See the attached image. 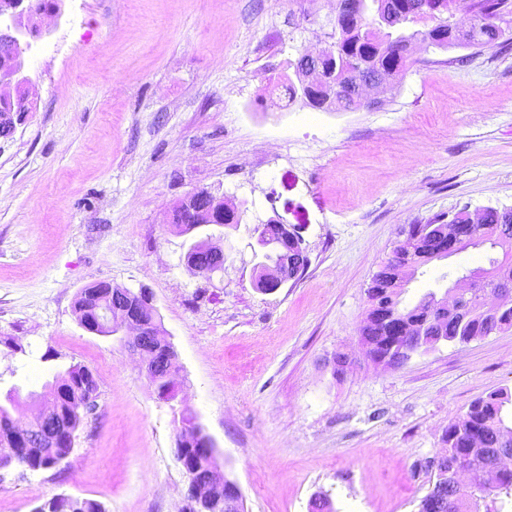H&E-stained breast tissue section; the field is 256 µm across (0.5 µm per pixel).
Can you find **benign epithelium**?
I'll return each instance as SVG.
<instances>
[{
	"label": "benign epithelium",
	"mask_w": 512,
	"mask_h": 512,
	"mask_svg": "<svg viewBox=\"0 0 512 512\" xmlns=\"http://www.w3.org/2000/svg\"><path fill=\"white\" fill-rule=\"evenodd\" d=\"M46 14L56 20L61 17L62 7L57 0L48 9L38 12L30 8L29 0H11L9 5L0 10V60L4 62L0 66V139L12 137L20 124V113L33 109L34 101L30 95L33 83L24 74V59L33 54L48 32L41 22ZM331 49L332 43L328 41L314 52L306 49L300 52L302 66L295 70L294 75L297 80L298 99L305 104L309 103V87L318 84L326 89L335 87L325 65ZM382 85V75L379 74L355 79L349 90L355 100L369 108L375 105L374 94ZM179 205L190 207L196 219V223L189 226L180 225L178 232L181 235L190 234L203 227L224 226V212L228 210L235 211L239 216L244 213L242 205L228 204L223 197L206 189L187 194ZM283 229L284 241L279 243V253L272 260L265 257L262 235L256 236L255 256L259 257V261L253 268L252 282L254 288L262 294H271L296 279L309 263L298 228L285 224ZM459 238V225H448L434 240L437 244L435 254L442 255L455 250L460 245ZM204 254L224 256V247L216 242L212 234L191 243L187 248L184 258L192 272L199 273V258ZM506 283L507 287L497 289L492 295L487 308L496 312L512 300V279L506 280ZM459 286L484 288L486 278L483 275H468L462 279V284H454L448 289V293L438 298L439 306L453 311L465 320L469 314L460 301L457 290ZM99 309L103 315L96 316L94 320L85 319L80 322V326L91 333L102 327L113 336H121L125 345L141 356L148 378L158 375L160 370L164 372L163 379L167 381V386L158 396L164 400L174 399L178 394L172 378L177 368V353L172 343L166 339L158 345L153 342L157 310L151 291L147 288L136 291L113 288L100 302ZM5 430L8 437L0 442V469L10 465L25 467L22 455L27 448H39L42 454L54 456L62 442L72 446L75 440L67 423L52 408L43 410L38 427L28 425L20 429L16 426L15 418L11 416ZM201 448L208 451L207 459L188 472L189 486L184 512H243L240 489L221 472L215 459L214 443L208 435L197 429L188 431L183 447L176 449L177 459L184 463L188 459V453ZM427 467L448 477L447 489L433 487L429 494L442 502H448V512H461L464 506L458 501L457 492L461 477L470 475L473 469L478 468L485 477L486 487L494 488L500 476L512 470V449L487 448L483 456L476 457L472 451L461 448L454 453L436 455L427 462Z\"/></svg>",
	"instance_id": "7a95c632"
}]
</instances>
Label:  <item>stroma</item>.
I'll list each match as a JSON object with an SVG mask.
<instances>
[{"instance_id": "35a3bbf8", "label": "stroma", "mask_w": 512, "mask_h": 512, "mask_svg": "<svg viewBox=\"0 0 512 512\" xmlns=\"http://www.w3.org/2000/svg\"><path fill=\"white\" fill-rule=\"evenodd\" d=\"M28 60L34 108L0 139V399L89 368L96 409L61 464L0 471V512L55 496L105 512H181L175 455L189 409L245 512H418L448 424L512 400V330L390 366L359 360L367 288L413 224L512 207V30L484 48L414 49L378 106L272 104L268 79L333 30L325 0H63ZM206 188L243 205L224 271L184 262L174 205ZM298 227L309 265L272 294L252 284L255 229ZM470 248L419 269L403 296L444 292L502 259ZM149 288L177 352L163 401L117 337L85 331L87 286ZM356 366L335 373L334 359Z\"/></svg>"}]
</instances>
